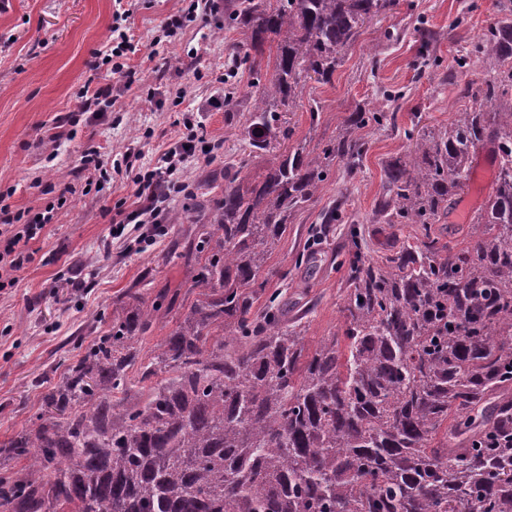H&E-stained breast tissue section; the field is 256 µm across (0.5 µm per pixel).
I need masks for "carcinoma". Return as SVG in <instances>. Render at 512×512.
<instances>
[{"instance_id":"obj_1","label":"carcinoma","mask_w":512,"mask_h":512,"mask_svg":"<svg viewBox=\"0 0 512 512\" xmlns=\"http://www.w3.org/2000/svg\"><path fill=\"white\" fill-rule=\"evenodd\" d=\"M397 0H239L237 66L254 75L244 136L268 152L288 133L274 101L300 102L303 74L328 82L366 20ZM277 43L271 78L266 43ZM512 62V19L490 25L466 57ZM492 112L456 113L386 167L391 224L448 212L472 155L497 144L499 176L471 244L432 239L382 261L354 253L343 337L309 349L265 292L270 248L327 179L362 156L338 137L282 154L259 180L224 163V189L186 211L213 216L189 252L199 297L135 389L137 338L159 319L144 304L64 365L50 415L0 445L26 465L0 477L9 512H512V65L475 92Z\"/></svg>"}]
</instances>
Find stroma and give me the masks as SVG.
I'll use <instances>...</instances> for the list:
<instances>
[{"label": "stroma", "mask_w": 512, "mask_h": 512, "mask_svg": "<svg viewBox=\"0 0 512 512\" xmlns=\"http://www.w3.org/2000/svg\"><path fill=\"white\" fill-rule=\"evenodd\" d=\"M508 0H398L393 11L366 21L344 48L330 82L304 78L302 104L282 108L288 136L276 151L251 154L242 124L253 76L227 66L237 34L223 14H199L169 35L166 24L190 0H132L133 71L123 109L93 118L77 109L79 90L102 70L110 41L114 0H6L0 7V196L12 211L42 210L72 187L52 224L31 241V263L12 284L0 285V444L44 413L43 396L59 383L62 362L84 354L107 329L101 312L121 313L128 291L162 317L137 346L148 360L182 321L196 298L186 258L208 214L183 211L184 196L170 203L166 223L148 225L151 243L113 238L117 212L136 207V185L123 174L98 188V174L81 161L99 147L105 162L128 158L134 169L154 164L177 138L196 134L219 142L214 153L197 151L189 165V190L199 198L220 194L224 162L242 160L262 177L279 152L323 148L347 135L362 139L360 158L334 160L321 194L288 218V229L268 262L263 310L277 295L283 325L301 323L308 347L343 335L341 313L353 252L378 261L435 238L456 252L470 244L471 221L458 220L462 203L483 207L490 187L466 185L451 196L436 224H390L380 213L385 165L407 156L427 130L444 131L457 112L478 107L472 95L495 62L458 58L501 17ZM434 34L437 66L418 76L420 31ZM198 72L183 104L169 88L173 66ZM318 118H311V110ZM382 112L381 124L350 126L352 112ZM340 206L343 221L326 224L324 212Z\"/></svg>", "instance_id": "1"}]
</instances>
